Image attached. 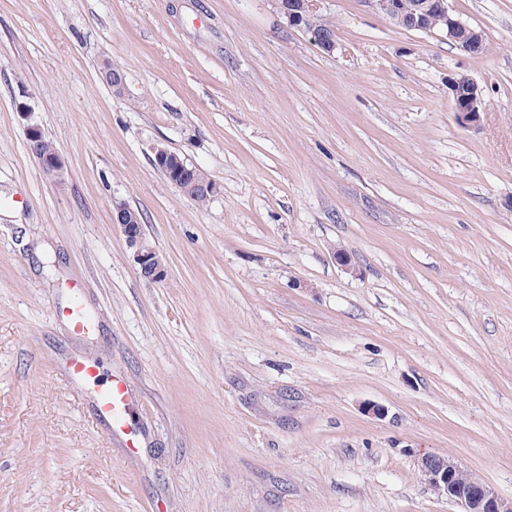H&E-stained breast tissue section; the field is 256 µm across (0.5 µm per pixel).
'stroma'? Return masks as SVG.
Masks as SVG:
<instances>
[{
  "instance_id": "1",
  "label": "stroma",
  "mask_w": 512,
  "mask_h": 512,
  "mask_svg": "<svg viewBox=\"0 0 512 512\" xmlns=\"http://www.w3.org/2000/svg\"><path fill=\"white\" fill-rule=\"evenodd\" d=\"M450 5L482 54L368 0H317L330 53L278 0H0V512H456L425 455L512 499V0ZM155 145L218 195L183 196ZM448 86L458 124L462 127L478 125L483 111V100L478 86L463 74L451 77ZM20 113L22 118L27 121V141L30 153L38 160L48 177L56 182H62L67 174L62 151L59 149L53 152H44L41 148L44 135L39 126L32 122V109L23 106ZM44 142V149L46 150L58 148L56 144L46 137ZM151 152L154 157V163L155 165L164 173L166 178L170 180L175 186L178 188H181L183 194H190L191 192H194L196 189L202 186L205 193L209 194L206 195L205 193H196L194 196H187L192 201L196 202L199 205H203L206 202H208V199L211 196H214L220 191V185L214 180L211 179L208 183H205L203 185H200L199 183L188 181L187 175L178 165V158L183 162L184 166L187 168V170L192 171L195 166L189 164L179 153L176 152V155L174 152L169 150L168 148L164 146H153L151 148ZM194 174L196 179L202 181L209 177V175L204 172L201 169L195 168L194 171L191 172V174ZM211 195V196H210ZM112 222L121 229L141 275L154 282L163 281L168 274L166 258L147 238L136 212L122 203L116 204ZM126 388L122 381L112 380L97 396L96 406L99 413L110 418L113 424L123 420L126 407Z\"/></svg>"
}]
</instances>
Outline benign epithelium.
Returning <instances> with one entry per match:
<instances>
[{
    "label": "benign epithelium",
    "mask_w": 512,
    "mask_h": 512,
    "mask_svg": "<svg viewBox=\"0 0 512 512\" xmlns=\"http://www.w3.org/2000/svg\"><path fill=\"white\" fill-rule=\"evenodd\" d=\"M317 0H288L280 2V9L288 23L296 26H308L315 15ZM372 8L388 17L397 25L413 30L444 33L448 40H458L464 31L469 37L461 49L471 55H478L484 49V35L464 23L449 7V0H415L407 8L404 0H368ZM101 79L111 85L116 95L124 93L126 80L117 68L106 63L100 71ZM449 91L453 102L455 119L463 127L479 124L483 111V100L478 86L467 76L459 74L450 78ZM32 109L22 107L21 116L27 121V141L30 153L35 157L48 177L61 182L67 174L62 151L45 152L41 148L44 135L39 126L32 122ZM151 152L155 165L166 178L182 193L189 194L198 188L213 196L220 191L215 180L200 185L190 181L178 165L175 153L164 146H153ZM112 223L119 226L131 250L133 261L141 275L151 281L161 282L168 274V265L164 255L147 238L139 216L126 205L114 206ZM418 470L422 482L440 496L457 507V512H512V501L501 499L483 480L465 470L451 457L426 455L418 461Z\"/></svg>",
    "instance_id": "obj_1"
}]
</instances>
